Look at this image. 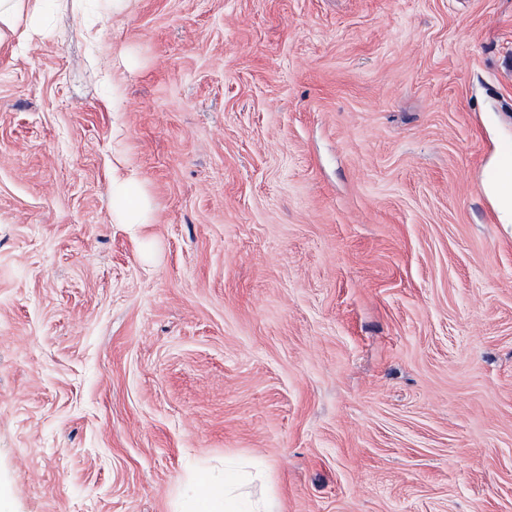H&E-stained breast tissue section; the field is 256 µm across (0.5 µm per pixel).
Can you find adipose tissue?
Returning <instances> with one entry per match:
<instances>
[{
  "label": "adipose tissue",
  "mask_w": 512,
  "mask_h": 512,
  "mask_svg": "<svg viewBox=\"0 0 512 512\" xmlns=\"http://www.w3.org/2000/svg\"><path fill=\"white\" fill-rule=\"evenodd\" d=\"M485 194L492 201L500 223L512 224V146L503 151V158L492 168V174L483 183ZM112 195L123 200L117 209L118 223L137 227L148 221V204L138 191L134 175L117 177L112 182ZM194 492L186 512H274V505L266 498L248 501V507H241L244 500V485L235 474H225L223 480L196 477Z\"/></svg>",
  "instance_id": "ef3b65f1"
}]
</instances>
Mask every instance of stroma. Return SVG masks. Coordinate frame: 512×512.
I'll list each match as a JSON object with an SVG mask.
<instances>
[{"label":"stroma","instance_id":"stroma-1","mask_svg":"<svg viewBox=\"0 0 512 512\" xmlns=\"http://www.w3.org/2000/svg\"><path fill=\"white\" fill-rule=\"evenodd\" d=\"M511 139L512 0H46L0 41L9 512L232 461L278 512H512ZM503 159L495 164L483 183L485 194L492 201L498 221L512 224V146L502 151ZM112 196L124 200L125 206L117 209L116 219L119 224H126L136 229L140 224H149L148 204L138 191V182L134 175L116 177L112 182Z\"/></svg>","mask_w":512,"mask_h":512}]
</instances>
